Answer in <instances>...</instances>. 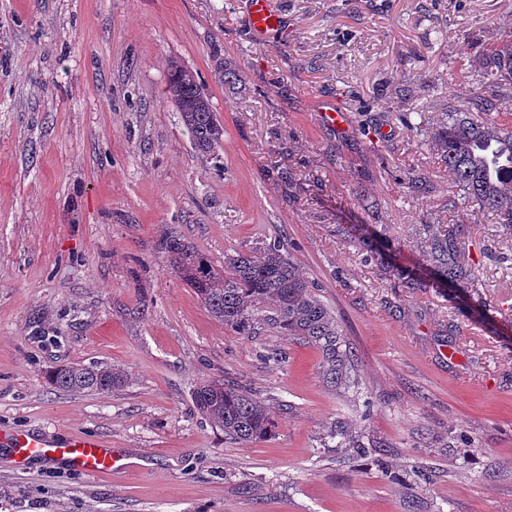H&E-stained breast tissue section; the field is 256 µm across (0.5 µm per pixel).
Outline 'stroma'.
<instances>
[{
	"instance_id": "1",
	"label": "stroma",
	"mask_w": 512,
	"mask_h": 512,
	"mask_svg": "<svg viewBox=\"0 0 512 512\" xmlns=\"http://www.w3.org/2000/svg\"><path fill=\"white\" fill-rule=\"evenodd\" d=\"M274 3L283 41L248 31L245 0H0V432L92 434L134 464L95 477L1 444L0 512H512V230L460 204L432 138L398 119L432 130L468 101L512 0ZM174 64L224 125L218 158L164 96ZM332 105L348 129L319 123ZM458 221L489 325L401 279ZM361 222L393 267L347 235ZM166 233L219 269L286 240L356 355L348 386H327L315 348L212 317ZM93 362L127 384L46 379ZM218 379L269 404L271 436L234 442L196 412L193 388ZM337 420L381 459L329 447ZM48 380L55 388L73 393L108 394L122 388L127 376L117 368L104 363L54 368Z\"/></svg>"
}]
</instances>
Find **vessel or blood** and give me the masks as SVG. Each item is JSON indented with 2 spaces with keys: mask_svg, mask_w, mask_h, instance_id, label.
I'll return each instance as SVG.
<instances>
[{
  "mask_svg": "<svg viewBox=\"0 0 512 512\" xmlns=\"http://www.w3.org/2000/svg\"><path fill=\"white\" fill-rule=\"evenodd\" d=\"M246 5L248 23L254 32L287 37V20L275 10L272 0H247ZM9 446L22 463L38 459L58 461L70 471L98 476H108L127 468L111 448L91 434L57 439L43 434L18 432L12 434Z\"/></svg>",
  "mask_w": 512,
  "mask_h": 512,
  "instance_id": "vessel-or-blood-1",
  "label": "vessel or blood"
}]
</instances>
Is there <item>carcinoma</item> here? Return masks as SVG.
Here are the masks:
<instances>
[{
    "instance_id": "obj_1",
    "label": "carcinoma",
    "mask_w": 512,
    "mask_h": 512,
    "mask_svg": "<svg viewBox=\"0 0 512 512\" xmlns=\"http://www.w3.org/2000/svg\"><path fill=\"white\" fill-rule=\"evenodd\" d=\"M478 82L483 91L462 108L446 113L434 139L441 163L462 188V200L487 212L494 223L512 228V126L489 120L498 111L495 90L512 85V29L502 43L483 53ZM165 93L181 112L198 155L218 156L224 147V127L197 77L173 65ZM353 235L368 256L379 254L368 228L356 225ZM469 236L466 224L433 234L427 258L436 280L418 274L411 277L410 287L460 288L470 281L471 270L460 255ZM158 250L224 326L250 336L262 312L263 321L276 333L301 339L320 352L326 383L335 387L346 381L355 353L344 340L336 317L320 299L317 286L299 273L284 243L264 242L249 254H227L222 272L179 236H162ZM48 380L63 391L108 394L123 387L127 376L108 364L96 363L55 368L48 372ZM192 401L230 440L260 441L272 433L274 422L267 404L239 385L220 380L203 383L195 387ZM328 438L346 448L362 447L339 421Z\"/></svg>"
}]
</instances>
